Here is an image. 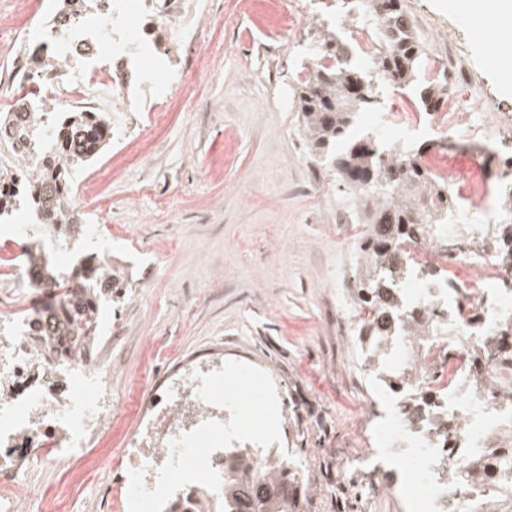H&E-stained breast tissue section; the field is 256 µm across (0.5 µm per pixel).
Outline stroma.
Segmentation results:
<instances>
[{
	"mask_svg": "<svg viewBox=\"0 0 512 512\" xmlns=\"http://www.w3.org/2000/svg\"><path fill=\"white\" fill-rule=\"evenodd\" d=\"M278 2L283 12L301 10L295 29L260 28L243 0H198L208 62L176 58L193 75L190 102L173 98L165 122L150 127L133 95L116 115L125 136L78 173L95 186L78 211L114 235L82 237L67 264L112 266L99 333L112 339L104 354L123 408L82 457L34 468L29 455L12 459L27 467L33 497L62 493L65 512H137L106 497L120 480L109 462L132 452L142 409L200 370L230 387L229 402L247 401L243 417L223 410L209 423L223 426L225 444L298 464L305 512H408L405 499L375 495L400 478L375 461L384 404L365 407V346L357 333L337 334L330 296L336 275L355 280L356 247L337 246L339 191H306L328 171L307 153L293 94L314 64L307 47L332 33L350 45L359 36L344 10L322 12L333 0ZM447 2L405 0L422 62L460 42L477 78L458 83L460 106L483 111L480 85L512 109V67L485 51L499 37L493 20L469 22ZM356 455L369 465L342 481L337 461Z\"/></svg>",
	"mask_w": 512,
	"mask_h": 512,
	"instance_id": "obj_1",
	"label": "stroma"
}]
</instances>
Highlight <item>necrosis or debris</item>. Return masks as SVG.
Wrapping results in <instances>:
<instances>
[{"label":"necrosis or debris","mask_w":512,"mask_h":512,"mask_svg":"<svg viewBox=\"0 0 512 512\" xmlns=\"http://www.w3.org/2000/svg\"><path fill=\"white\" fill-rule=\"evenodd\" d=\"M196 0H102L94 11H77L69 26L52 18L24 47L25 14L0 23V42L18 46L11 81L26 98L45 103L50 116L97 112L102 104L123 111L131 87L151 92L150 121L162 124L164 95L154 94L156 63L143 52L190 50L207 61L208 44L194 25ZM111 51L114 61L100 56ZM142 58L137 85H129L126 67ZM370 122L386 139L403 142L425 134L449 147L470 142L476 148L512 142V113L492 109L476 114L449 106L443 112L398 114L374 112ZM423 167L447 181L460 202L448 221L416 232L399 245L393 263L408 269L385 299L402 320L421 326V335L405 334L397 355L399 378L385 389L388 406L377 429L380 448L392 451L391 464L405 476L401 486L411 512H494L492 493L512 496L504 474L512 472V403L497 400L493 389L512 388V370L481 361L477 352L491 347L512 352V336L500 333L512 316V254L488 245L490 233L512 227V206H488L493 184L512 180V169L496 174L454 167L451 157L426 158ZM55 227L34 232L29 224L0 227V257L10 272L0 278V447L36 448L33 460L45 463L65 453L82 451L99 428L121 408L112 399V366L80 358L67 367L43 358L32 346L26 328L35 313L16 314L14 291L30 288L48 295L58 289L28 257L52 243ZM438 281L426 280L428 269ZM181 408L170 402L150 413L145 432L152 447L117 461L122 473L120 497L150 512L155 490H143L145 476L160 457L178 445L181 463L170 472L180 481L186 467L217 472L224 431L209 425L187 430ZM451 437H444V430ZM492 451L496 465L485 466L481 455Z\"/></svg>","instance_id":"4bbe7bcc"}]
</instances>
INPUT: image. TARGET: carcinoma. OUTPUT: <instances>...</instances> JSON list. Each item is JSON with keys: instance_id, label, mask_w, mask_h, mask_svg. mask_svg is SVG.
<instances>
[{"instance_id": "carcinoma-1", "label": "carcinoma", "mask_w": 512, "mask_h": 512, "mask_svg": "<svg viewBox=\"0 0 512 512\" xmlns=\"http://www.w3.org/2000/svg\"><path fill=\"white\" fill-rule=\"evenodd\" d=\"M347 8L355 12L356 27L370 34L381 48L378 65L390 73L398 87L413 84L421 45L414 30L406 31L394 24L407 15L404 0H349ZM318 50L334 63L314 65L295 91L303 138L311 153L319 155V160L338 176L343 185L341 200L354 212L356 223L375 224L384 210L391 209L392 230L386 239L373 240L363 234L358 240L364 263L362 276L356 280L357 296L366 304L377 305L401 273L391 263L399 241L416 229L444 223L457 202L448 195L447 182L431 179L422 171L418 165L420 148L407 147L399 159L377 142L351 135L357 113L381 107L382 91L374 86L369 70L353 65L349 47L324 38ZM445 100L443 86L430 82L419 87L421 109L432 111ZM71 116L68 128L60 124L50 135L39 121L38 112L21 107L9 125L0 122V136H15L21 141L22 151L24 141L37 149L51 141L46 164L39 172L49 185L56 166H82L107 146L96 135L95 127L111 123L108 113H95L92 123L80 112ZM36 203L41 206L42 223L61 226L58 246L66 247L68 241H77L84 234L79 211L57 193L48 190ZM57 278L60 292L44 306L43 320L48 326L31 328L29 333L36 344L43 336L52 337L45 350L64 363L91 355L98 330V307L102 300L112 297V280L100 267L90 273L76 267L57 274ZM360 331L372 337L370 346L380 361H387L388 354L380 350L379 344L387 343L395 332L382 329L373 317L362 322ZM250 457V451L244 448L225 449L221 493L196 488L174 501L172 512H301L295 474L279 468L280 460L276 459L267 475L256 476L248 464Z\"/></svg>"}]
</instances>
